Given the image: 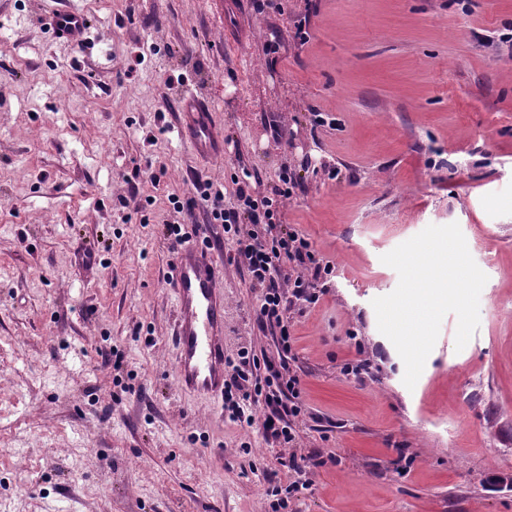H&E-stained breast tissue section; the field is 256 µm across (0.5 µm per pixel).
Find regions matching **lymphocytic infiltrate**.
Here are the masks:
<instances>
[{"label": "lymphocytic infiltrate", "mask_w": 512, "mask_h": 512, "mask_svg": "<svg viewBox=\"0 0 512 512\" xmlns=\"http://www.w3.org/2000/svg\"><path fill=\"white\" fill-rule=\"evenodd\" d=\"M301 179L284 171L272 195H264L258 184L239 185L237 204L224 205V188L212 182H197L195 188L206 204L207 221L223 225L234 245L237 264L242 265L252 285L261 293L254 310L261 331L270 333L275 356L241 351L224 384V408L230 418L259 424L266 442L286 449L280 463L293 479L287 488H273L277 508L288 506L287 493L307 488L308 469L320 466L321 453H297L298 429L304 410L301 380L291 366L293 339L284 319L288 298L317 303L316 287L332 275V264L317 259L303 235L280 222V204L300 188Z\"/></svg>", "instance_id": "1"}]
</instances>
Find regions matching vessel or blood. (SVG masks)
<instances>
[{
  "mask_svg": "<svg viewBox=\"0 0 512 512\" xmlns=\"http://www.w3.org/2000/svg\"><path fill=\"white\" fill-rule=\"evenodd\" d=\"M46 24L57 39L75 42L90 27L86 13L66 4L52 9ZM177 136L201 158L224 154V135L216 126L208 101L184 95ZM223 267L215 253L203 247L177 251L169 284L174 291L177 326L174 334V370L181 391L213 400L224 396V292L219 283Z\"/></svg>",
  "mask_w": 512,
  "mask_h": 512,
  "instance_id": "vessel-or-blood-1",
  "label": "vessel or blood"
}]
</instances>
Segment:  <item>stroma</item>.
<instances>
[{
  "label": "stroma",
  "mask_w": 512,
  "mask_h": 512,
  "mask_svg": "<svg viewBox=\"0 0 512 512\" xmlns=\"http://www.w3.org/2000/svg\"><path fill=\"white\" fill-rule=\"evenodd\" d=\"M57 2L0 0V512H272L280 449L178 388L163 226L196 180L230 207L245 171L268 193L285 168L283 223L335 266L285 312L300 446L327 458L287 512H512V0H71L79 48L44 24ZM187 90L222 157L173 132ZM453 222L488 277L479 326L456 349L446 314L410 389L372 306L399 282L381 257ZM207 234L225 357L274 353Z\"/></svg>",
  "instance_id": "35a3bbf8"
}]
</instances>
